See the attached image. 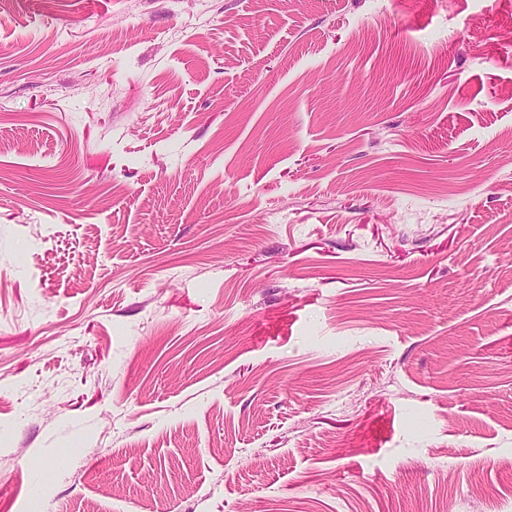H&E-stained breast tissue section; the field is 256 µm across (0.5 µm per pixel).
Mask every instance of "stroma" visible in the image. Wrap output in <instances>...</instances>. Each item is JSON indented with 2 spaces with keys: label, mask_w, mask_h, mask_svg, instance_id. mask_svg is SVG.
Instances as JSON below:
<instances>
[{
  "label": "stroma",
  "mask_w": 512,
  "mask_h": 512,
  "mask_svg": "<svg viewBox=\"0 0 512 512\" xmlns=\"http://www.w3.org/2000/svg\"><path fill=\"white\" fill-rule=\"evenodd\" d=\"M0 512H512V0H0Z\"/></svg>",
  "instance_id": "obj_1"
}]
</instances>
